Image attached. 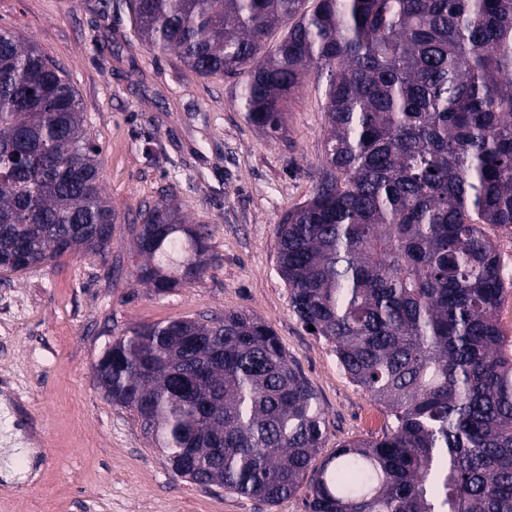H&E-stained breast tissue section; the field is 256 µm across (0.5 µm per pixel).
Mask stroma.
I'll return each instance as SVG.
<instances>
[{
  "mask_svg": "<svg viewBox=\"0 0 512 512\" xmlns=\"http://www.w3.org/2000/svg\"><path fill=\"white\" fill-rule=\"evenodd\" d=\"M1 29L36 44L77 91L114 223L106 258L74 251L0 277V398L39 471L30 484L0 480V512H308L302 491L271 506L175 475L137 414L105 398L94 366L133 328L243 312L276 332L316 391L319 458L390 432L389 409L303 327L276 267L281 222L312 197L323 165L326 73H306L271 139L240 111L239 79L200 76L152 48L126 0H0ZM163 198L207 225L212 263L159 293L133 268L139 213Z\"/></svg>",
  "mask_w": 512,
  "mask_h": 512,
  "instance_id": "obj_1",
  "label": "stroma"
}]
</instances>
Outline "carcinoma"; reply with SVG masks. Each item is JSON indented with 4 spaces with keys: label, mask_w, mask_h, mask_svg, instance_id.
Here are the masks:
<instances>
[{
    "label": "carcinoma",
    "mask_w": 512,
    "mask_h": 512,
    "mask_svg": "<svg viewBox=\"0 0 512 512\" xmlns=\"http://www.w3.org/2000/svg\"><path fill=\"white\" fill-rule=\"evenodd\" d=\"M144 41L202 76L246 75L273 138L312 67L327 71L324 163L288 213L276 264L303 326L395 419L311 468L326 434L275 332L241 313L142 326L95 366L183 477L268 504L308 481L309 512H512V344L496 244L512 231V0H129ZM283 31L268 45L272 33ZM78 95L0 31V276L69 250L103 258L112 208ZM136 278L204 274L206 225L141 213Z\"/></svg>",
    "instance_id": "cac0c4a2"
}]
</instances>
